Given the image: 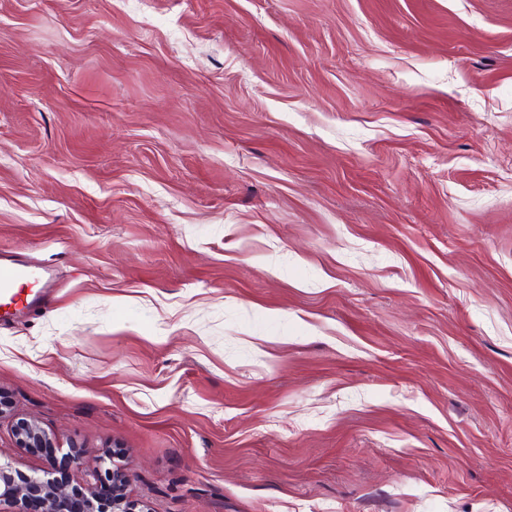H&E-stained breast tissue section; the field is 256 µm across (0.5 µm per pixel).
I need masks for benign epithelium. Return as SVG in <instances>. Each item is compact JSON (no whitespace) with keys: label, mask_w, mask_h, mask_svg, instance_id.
<instances>
[{"label":"benign epithelium","mask_w":512,"mask_h":512,"mask_svg":"<svg viewBox=\"0 0 512 512\" xmlns=\"http://www.w3.org/2000/svg\"><path fill=\"white\" fill-rule=\"evenodd\" d=\"M16 446L52 448L54 441L33 418H22L14 428ZM112 479V506L97 507L96 493L99 485ZM127 470L119 467H96L82 486L71 490L57 479L35 476H17L12 467L0 463V504L23 506L22 512H58L57 506L64 499L75 502L74 512H151L144 502L133 501L126 495Z\"/></svg>","instance_id":"obj_1"}]
</instances>
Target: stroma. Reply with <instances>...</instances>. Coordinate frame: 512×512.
Segmentation results:
<instances>
[{
  "mask_svg": "<svg viewBox=\"0 0 512 512\" xmlns=\"http://www.w3.org/2000/svg\"><path fill=\"white\" fill-rule=\"evenodd\" d=\"M0 254L18 474L512 512V0H0ZM41 283V288H51L43 266L21 260H0V305L9 306L19 297L20 288L16 286ZM2 301L4 302L2 304ZM17 448H52L54 441L48 433L33 418H22L14 428Z\"/></svg>",
  "mask_w": 512,
  "mask_h": 512,
  "instance_id": "obj_1",
  "label": "stroma"
}]
</instances>
